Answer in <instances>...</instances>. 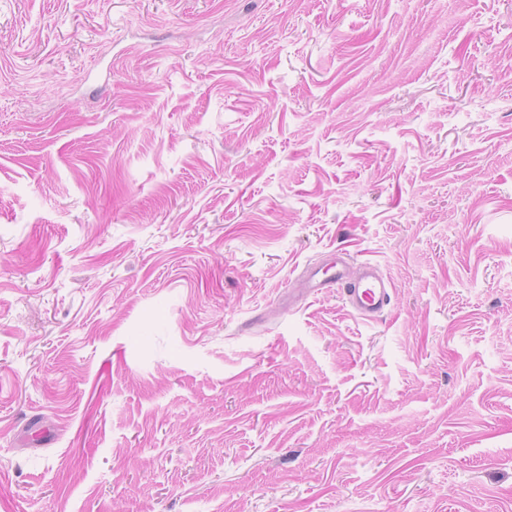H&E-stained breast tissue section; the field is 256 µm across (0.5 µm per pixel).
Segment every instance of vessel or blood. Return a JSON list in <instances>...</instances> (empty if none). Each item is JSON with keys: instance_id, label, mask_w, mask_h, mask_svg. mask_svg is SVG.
Here are the masks:
<instances>
[{"instance_id": "obj_1", "label": "vessel or blood", "mask_w": 512, "mask_h": 512, "mask_svg": "<svg viewBox=\"0 0 512 512\" xmlns=\"http://www.w3.org/2000/svg\"><path fill=\"white\" fill-rule=\"evenodd\" d=\"M307 291L316 293L336 288L351 309L361 317L381 314L391 302L392 283L369 262L363 263L359 278H352L345 263H337L335 273L323 277L318 270L307 271L303 283Z\"/></svg>"}]
</instances>
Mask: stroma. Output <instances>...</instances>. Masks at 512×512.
I'll return each instance as SVG.
<instances>
[{"instance_id": "1", "label": "stroma", "mask_w": 512, "mask_h": 512, "mask_svg": "<svg viewBox=\"0 0 512 512\" xmlns=\"http://www.w3.org/2000/svg\"><path fill=\"white\" fill-rule=\"evenodd\" d=\"M0 512H512V0H0ZM359 278L353 281L346 262H336L335 273L319 278V269L307 271L303 287L310 293L321 288H339L351 309L360 317L379 315L391 302L392 283L370 262L362 264Z\"/></svg>"}]
</instances>
